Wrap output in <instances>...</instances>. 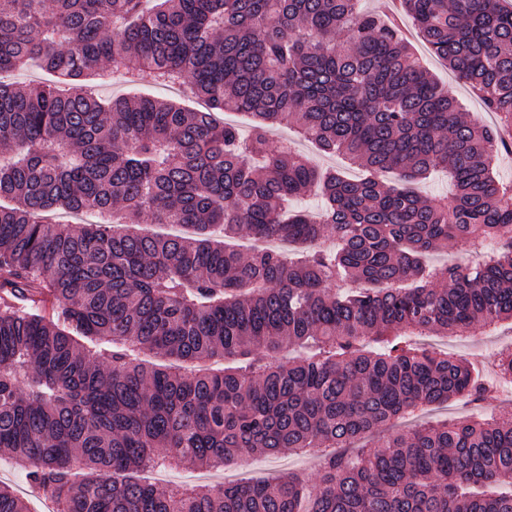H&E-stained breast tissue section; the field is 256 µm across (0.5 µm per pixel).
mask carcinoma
Listing matches in <instances>:
<instances>
[{"instance_id": "cac0c4a2", "label": "carcinoma", "mask_w": 512, "mask_h": 512, "mask_svg": "<svg viewBox=\"0 0 512 512\" xmlns=\"http://www.w3.org/2000/svg\"><path fill=\"white\" fill-rule=\"evenodd\" d=\"M402 2L512 125V0ZM35 62L54 80H0V457L35 493L56 512H512V416L406 425L496 399L512 355L487 381L401 340L512 320L508 145L463 119L393 23L362 0H0V73ZM134 70L207 109L84 84ZM227 102L248 138L216 119ZM281 125L363 176L273 145ZM438 167L448 202L414 189ZM312 190L318 222L288 210ZM58 210L100 221L40 220ZM146 215L184 231L145 233ZM243 232L305 257L229 246ZM451 239L497 248L437 270ZM281 451L316 455L315 476H142ZM0 512H28L1 482ZM475 413L474 405L466 404L462 399H456L444 406H432L418 418L419 423L443 420L445 418H457Z\"/></svg>"}]
</instances>
